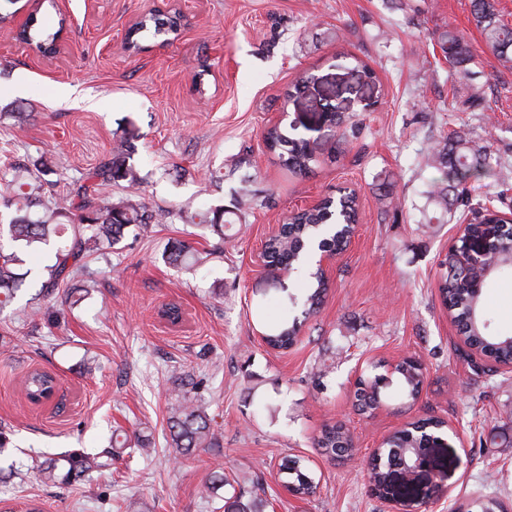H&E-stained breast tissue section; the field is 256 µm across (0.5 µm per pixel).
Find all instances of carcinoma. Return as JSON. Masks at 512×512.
<instances>
[{
  "label": "carcinoma",
  "mask_w": 512,
  "mask_h": 512,
  "mask_svg": "<svg viewBox=\"0 0 512 512\" xmlns=\"http://www.w3.org/2000/svg\"><path fill=\"white\" fill-rule=\"evenodd\" d=\"M471 17L483 35L486 45L505 68H512V28L505 25L499 15L496 0H471ZM35 19L19 30L16 38L43 56L55 53L58 34L46 36L35 31ZM181 27V16L177 13H151L136 22L127 33L129 47L140 50V40L150 37L162 42L176 34ZM438 45L448 62L450 77L459 84L467 85L465 97L455 96L451 110L461 104L469 108L479 106L483 99L482 88L470 83L471 64L474 62L470 44L463 34L454 30L444 31ZM329 136L346 141L355 134L356 124L348 123L342 115L334 112L327 115ZM264 140L269 150L277 153L279 161L288 169L306 175L315 162L313 150L303 141L287 138L275 130L268 131ZM132 145L120 147L109 153L98 167L73 181L68 191L50 193L54 182L48 176L56 173L45 159L30 165L19 163L17 174L9 191L0 195V206L14 209L6 224L7 243L0 242V307L10 304L25 285L31 270L20 272L24 259L15 250L21 243L27 247L47 246L52 241L71 233L66 244L57 247L55 263L47 267L48 278L42 282L40 292L52 294L55 286L68 280L86 258L114 247L124 237L126 230L134 226L142 231L154 223V215L137 203L131 196L112 200L104 196V187L115 180H125L134 186L141 178L128 164ZM489 150L467 136L463 131H454L440 141L430 144L423 154L422 166L434 169L439 177L427 185L426 199L429 204L444 214L452 210L464 213L470 208L469 186L471 180L492 173ZM167 217L185 224H198L224 237V208L192 210L178 207L167 212ZM356 223V194L349 192L337 199L303 213L292 215L282 225L279 234L268 239L265 262L275 270L303 267L309 256L314 238L330 248L342 252L347 240L336 233V225L349 226ZM168 263L187 270L200 261L196 250L185 242H175L165 253ZM497 272L512 270V236L500 241L490 256ZM491 277L485 278L473 270H464L452 265L443 274L438 286L442 303L448 308L453 322L469 349L494 362L512 361V336L493 333L489 330L483 304V290ZM308 294L304 310L306 315L316 312L326 290L324 276L308 277ZM31 320L44 326L58 322V311L47 303L31 307ZM298 320L273 324L262 339L273 350L286 351L297 342ZM394 375L401 382L406 396L416 401L424 384L420 369L408 362L395 368ZM50 376L39 370L26 374L24 388L26 397L33 401L49 388ZM358 409L368 411L381 402V395L363 389L355 392ZM178 407L168 417V429L174 447L184 455L197 448L220 447L219 435L212 427V418L207 409L190 391L177 394ZM444 422L426 418L409 423V427L393 435L381 455L392 461H410L418 451L428 447L429 436ZM352 439L345 428L334 424L326 427L317 440V446L325 455L336 457L351 450ZM112 449L104 448L95 454L73 452L58 458L40 457L31 459L28 469L38 473L43 480L52 483H81L93 474L111 465ZM279 478L284 488L298 497H310L316 493L317 484L308 473L301 459L286 457L279 465Z\"/></svg>",
  "instance_id": "obj_1"
}]
</instances>
